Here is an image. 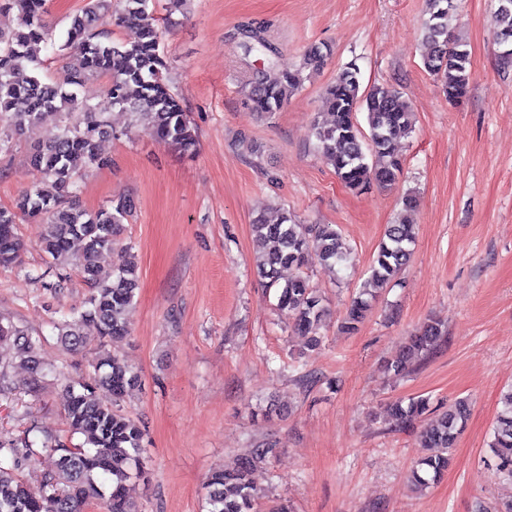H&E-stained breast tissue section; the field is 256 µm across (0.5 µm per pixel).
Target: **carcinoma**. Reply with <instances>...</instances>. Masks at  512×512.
I'll return each mask as SVG.
<instances>
[{
	"label": "carcinoma",
	"instance_id": "cac0c4a2",
	"mask_svg": "<svg viewBox=\"0 0 512 512\" xmlns=\"http://www.w3.org/2000/svg\"><path fill=\"white\" fill-rule=\"evenodd\" d=\"M495 13V38L498 46L512 49V0H498ZM149 0H86L75 15L57 53L68 59L62 79L47 83L42 73L40 53L52 41L44 21L46 0H0V8L18 12L19 29L0 31V118L7 120L8 133L0 135V152L8 150L14 135L35 134L49 115L63 120L60 133L35 146L31 163L51 180L52 190L23 191L9 207H0V267L20 264L23 241L18 224H42L43 250L57 262L70 258L91 288L87 308L70 313L59 324L61 341L68 350L83 346V323H95L106 342L128 334L125 318L138 288L136 265L126 249L112 270V278H100L99 254L119 240L124 221L132 215L135 203L120 197L106 208L87 211L72 197L78 189L80 171L108 165L98 150V141L108 133L104 112L79 98L83 84L92 77L107 76L106 96L110 106L130 114L135 123L155 139L183 152L197 143V130L181 99L166 76V61L161 51V32L149 21ZM457 11V0H426L423 23L428 51L423 59L426 72L442 85L448 100L458 102L468 90L471 75L470 53L449 28ZM111 21L125 30L126 36L114 40L103 29ZM267 24L252 21L239 27L237 47L246 57L262 55L267 68L255 73L244 88L251 109L273 114L284 108L289 97L301 86L300 73L282 71L272 78L277 47L265 36ZM331 48L312 45L304 56V67L322 68ZM325 105L329 120L313 125L317 148L332 163L345 187L362 191L375 182L392 188L403 172L398 142L413 130V117L399 88L381 85L361 92L360 68L347 64L326 90ZM366 113L368 130H363L357 113ZM253 231L263 247L256 259L257 274L266 286L276 289V308L288 313L296 330L308 337V348L322 343L318 334L323 298L301 272L280 284V269L294 266L301 270L312 258L327 264H341L349 249L341 232L331 224H297L291 215L281 214L273 224L258 218ZM416 239L413 224L406 218L387 226L377 247L368 278L347 309L344 329L357 330L374 298L372 288H386L397 278L412 255ZM442 324H424L390 364L400 374L408 362L429 352L440 336ZM0 342L16 347L19 363L35 374H44L37 358L40 339L19 327L0 322ZM138 382L137 373L109 351L99 353L91 378L72 380L64 415L71 433L84 437L82 443L68 447L50 436L36 442L29 439L33 429L19 439L0 440V512H84L94 506L99 512H138L126 497V483L132 477L146 479L141 462L143 430L121 408L127 391ZM390 411L399 423L412 425L429 411L425 398L395 401ZM469 404L463 399L448 403L435 424L423 431L424 447L437 454L423 459L412 472V481L423 485L438 477L448 465V452L464 428ZM40 449H35V444ZM492 451L498 470L512 477V392L504 397L493 431ZM57 453V469L41 477V494L32 495L18 471L25 461L39 452ZM276 454L268 446L256 448L233 469L211 473L207 488L208 512H259L261 504L251 481L252 472Z\"/></svg>",
	"mask_w": 512,
	"mask_h": 512
}]
</instances>
